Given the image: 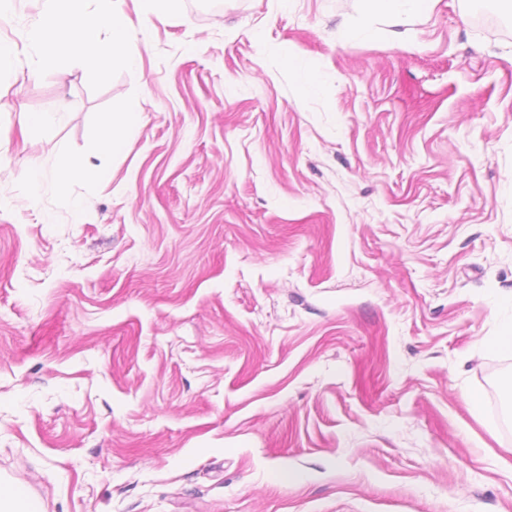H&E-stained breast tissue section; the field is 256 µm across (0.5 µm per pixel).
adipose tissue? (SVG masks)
<instances>
[{
  "label": "adipose tissue",
  "mask_w": 512,
  "mask_h": 512,
  "mask_svg": "<svg viewBox=\"0 0 512 512\" xmlns=\"http://www.w3.org/2000/svg\"><path fill=\"white\" fill-rule=\"evenodd\" d=\"M121 0H41L39 21L28 33L30 44L37 49L61 42L76 62L90 72L99 71L106 61L120 62L124 67L137 66L139 47L150 36V24L175 10L177 0H140L146 20L139 32H130L120 8ZM141 121L135 109L113 113L103 119L98 149L119 153L126 136ZM100 172L79 158L64 159L56 169L37 162L27 170V197L36 201L51 190L65 198L73 215H80L86 201L71 195L76 182L98 181Z\"/></svg>",
  "instance_id": "1"
}]
</instances>
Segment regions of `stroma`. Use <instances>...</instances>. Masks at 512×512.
I'll use <instances>...</instances> for the list:
<instances>
[{"instance_id": "35a3bbf8", "label": "stroma", "mask_w": 512, "mask_h": 512, "mask_svg": "<svg viewBox=\"0 0 512 512\" xmlns=\"http://www.w3.org/2000/svg\"><path fill=\"white\" fill-rule=\"evenodd\" d=\"M39 14L0 23L22 60ZM65 153L102 173L76 218L26 195ZM1 197L35 512H512V0H179L136 69L0 73ZM436 0H364L367 14L388 13L389 15L400 14L407 4L416 10H426L429 4ZM134 106L125 112L112 113V119L104 118L99 138L97 140V148L116 154L122 151L126 136L134 130L141 121L140 112H136Z\"/></svg>"}]
</instances>
